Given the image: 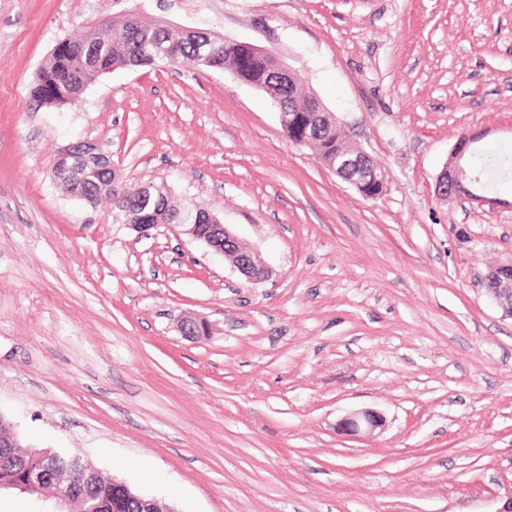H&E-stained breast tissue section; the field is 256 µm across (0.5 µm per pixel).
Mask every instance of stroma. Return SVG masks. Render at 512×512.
<instances>
[{
  "mask_svg": "<svg viewBox=\"0 0 512 512\" xmlns=\"http://www.w3.org/2000/svg\"><path fill=\"white\" fill-rule=\"evenodd\" d=\"M135 11L279 55L385 173L367 198L228 70L130 66L79 106L30 90L55 46ZM512 150V0H0V413L178 512H499L512 495V260L498 206L440 200L463 134ZM98 142L128 185L230 224L270 275L52 178ZM210 334L182 335V320ZM373 409L385 425L337 424ZM486 288L502 314L512 319V261L495 267L487 274ZM383 417L380 413L364 409L350 413L339 423L342 432L351 436L370 435L383 427Z\"/></svg>",
  "mask_w": 512,
  "mask_h": 512,
  "instance_id": "35a3bbf8",
  "label": "stroma"
}]
</instances>
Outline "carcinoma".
I'll return each mask as SVG.
<instances>
[{"mask_svg": "<svg viewBox=\"0 0 512 512\" xmlns=\"http://www.w3.org/2000/svg\"><path fill=\"white\" fill-rule=\"evenodd\" d=\"M209 36L197 31H178L168 27L162 19H143L129 15L122 20H112V24H104L89 29L82 37L67 40L55 52L48 64L41 70L38 79L31 89V97L41 105L54 107L59 101L68 106L80 102L87 86L98 77L99 68L107 66L118 69L128 66L153 65L165 62L176 65L189 60L201 65L198 55L199 41ZM211 55L205 67L210 69L229 68L236 71L241 81L256 86L271 100L277 102L279 108L288 110V92H293L297 107L308 101L300 82L294 88L274 80L276 61L272 57H249L241 61L243 47L229 41H211ZM316 151L327 160L336 158V151L344 150L347 144L340 127L328 125L320 130L315 142ZM509 158L483 153L475 157L474 165L478 174L506 175ZM151 187V183H143L134 192L122 187L119 173L107 167L88 176L84 180L85 192L94 198L110 197L121 212L138 214L142 193ZM15 459H23L28 469L34 470L45 462L43 450L33 448L28 452L13 449ZM23 467L9 460L0 461V488L14 490L16 484L24 480ZM58 494H69L78 501L88 497L92 503L100 505L101 512H112V480L99 477L90 484H85L80 491L73 490L72 475L66 474L52 487Z\"/></svg>", "mask_w": 512, "mask_h": 512, "instance_id": "carcinoma-1", "label": "carcinoma"}]
</instances>
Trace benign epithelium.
I'll list each match as a JSON object with an SVG mask.
<instances>
[{
  "label": "benign epithelium",
  "instance_id": "benign-epithelium-1",
  "mask_svg": "<svg viewBox=\"0 0 512 512\" xmlns=\"http://www.w3.org/2000/svg\"><path fill=\"white\" fill-rule=\"evenodd\" d=\"M283 128L299 124L297 136L293 144L313 147L310 130L321 126V123L337 124L334 113L325 111L321 104H310L308 109L294 112L279 113ZM477 142L474 136H462L453 149L448 163L436 180L435 191L443 199L464 196L478 204L494 203V200L475 193L469 183V177L461 161L471 152V146ZM112 162V156L105 154L101 146L91 141H81L64 146L56 151L52 165L53 177L56 180H73L71 196L86 200L81 192L82 178L94 173L103 162ZM332 172L353 186L359 193H364L366 186H384V173L371 157L361 148L354 146L336 157V167ZM206 223H190L194 215L184 210L175 213L166 225L177 229V234L186 235L191 239L205 244L211 250L224 255L237 270L251 282L263 280L268 271L260 256L250 250L239 249L240 243L227 225L223 224L213 213L206 212ZM486 288L493 297L502 314L512 318V262L501 264L492 269L486 276ZM383 427L380 413L364 409L350 413L339 423L341 431L351 435H370Z\"/></svg>",
  "mask_w": 512,
  "mask_h": 512
}]
</instances>
